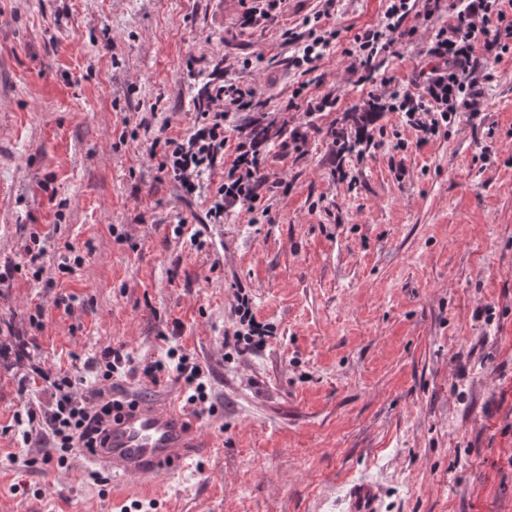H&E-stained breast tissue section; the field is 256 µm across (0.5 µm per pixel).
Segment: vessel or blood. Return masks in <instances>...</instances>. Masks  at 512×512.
<instances>
[{"label":"vessel or blood","mask_w":512,"mask_h":512,"mask_svg":"<svg viewBox=\"0 0 512 512\" xmlns=\"http://www.w3.org/2000/svg\"><path fill=\"white\" fill-rule=\"evenodd\" d=\"M205 432L161 399L134 396L113 416L105 440L89 458L113 477L143 484L175 474L189 458L208 452ZM378 491L362 481L348 488L339 503L344 512H378Z\"/></svg>","instance_id":"obj_1"}]
</instances>
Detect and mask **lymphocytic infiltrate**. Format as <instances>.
I'll return each mask as SVG.
<instances>
[{
  "instance_id": "lymphocytic-infiltrate-1",
  "label": "lymphocytic infiltrate",
  "mask_w": 512,
  "mask_h": 512,
  "mask_svg": "<svg viewBox=\"0 0 512 512\" xmlns=\"http://www.w3.org/2000/svg\"><path fill=\"white\" fill-rule=\"evenodd\" d=\"M388 2L383 22L361 29L353 37L350 53L363 67L393 53L398 41L407 35L402 24L410 14L417 11L427 18L438 8L436 0ZM502 2L466 0L452 23L439 28L432 38L427 54L434 65L417 90L397 93L391 90L390 79L381 80L382 94L389 98L391 109L403 113L410 127L433 136L457 113L479 112L478 52L502 55L512 51V15L507 14ZM254 98L253 88L229 78L223 60L212 61L209 80L194 103L189 134L159 136L151 143L150 154L158 158L159 171L166 173L183 196L204 194L208 223H223L227 209L254 203L258 198L263 168L261 147L268 130L264 117L254 118L249 129L240 132L234 159H224L228 143L224 122L230 110L252 109ZM219 165L224 168L222 180L214 187L204 188L203 174ZM28 367L23 381L36 398L27 403L24 411L15 413L13 421L22 429L23 444H30L39 435L48 437L54 452L43 456L46 465L66 466L72 449L96 447L104 423L112 415V403L103 400L101 392L80 395L87 379L106 382L126 373L141 383L156 386L172 376L183 383L185 406L197 415L206 410L204 369L177 345L150 361L137 359L121 346L107 347L100 355L86 359L79 373H50L33 357L29 358Z\"/></svg>"
}]
</instances>
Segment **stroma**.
Wrapping results in <instances>:
<instances>
[{
  "label": "stroma",
  "mask_w": 512,
  "mask_h": 512,
  "mask_svg": "<svg viewBox=\"0 0 512 512\" xmlns=\"http://www.w3.org/2000/svg\"><path fill=\"white\" fill-rule=\"evenodd\" d=\"M460 3L408 18L368 70L344 50L386 2L336 0L321 24L339 37L304 79L288 57L320 0H284L263 31L237 26L242 0H0V269L23 266L0 283V343L37 342L51 372L179 344L216 408L198 421L212 448L161 488L103 486L75 452L25 466L49 445L11 430L28 365L1 356L0 512H340L359 480L379 512H512V53L481 58V112L425 142L370 96L423 82ZM194 57L223 59L273 123L253 211L220 224L149 156L192 126ZM300 85L335 106L287 110ZM296 129L302 150L281 156ZM36 238L54 287L24 266ZM242 296L270 332L245 354L223 342Z\"/></svg>",
  "instance_id": "stroma-1"
}]
</instances>
